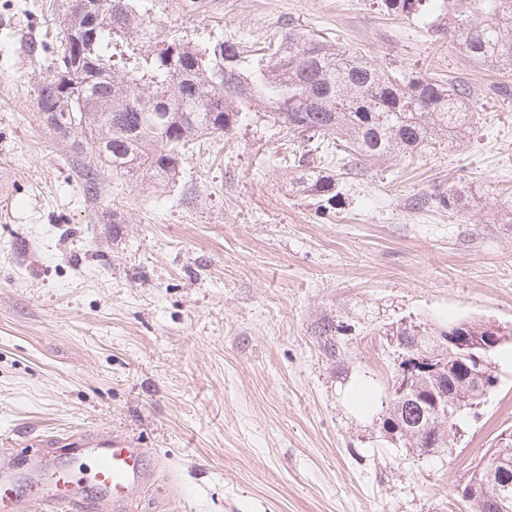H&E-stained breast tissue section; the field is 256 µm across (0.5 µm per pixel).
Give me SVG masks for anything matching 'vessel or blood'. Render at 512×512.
<instances>
[{
    "label": "vessel or blood",
    "mask_w": 512,
    "mask_h": 512,
    "mask_svg": "<svg viewBox=\"0 0 512 512\" xmlns=\"http://www.w3.org/2000/svg\"><path fill=\"white\" fill-rule=\"evenodd\" d=\"M53 450L9 449L0 465V512H81L89 492L106 495L119 512L133 502L151 471L147 449L121 434L89 433L56 438ZM75 454L91 463L86 477L58 462Z\"/></svg>",
    "instance_id": "1"
}]
</instances>
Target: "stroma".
I'll list each match as a JSON object with an SVG mask.
<instances>
[{
	"mask_svg": "<svg viewBox=\"0 0 512 512\" xmlns=\"http://www.w3.org/2000/svg\"><path fill=\"white\" fill-rule=\"evenodd\" d=\"M69 0H0V448L125 434L155 458L132 512H465L512 430V341L452 452L417 456L380 419L392 330L512 326V88L472 66L438 10L383 0H155L160 34L212 45L287 26L414 80L482 95L472 132L344 176L331 208L292 187L288 138L254 112L182 150L175 180L96 176L36 108ZM478 206L441 207L458 185ZM332 334H325V326Z\"/></svg>",
	"mask_w": 512,
	"mask_h": 512,
	"instance_id": "35a3bbf8",
	"label": "stroma"
}]
</instances>
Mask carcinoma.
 Returning <instances> with one entry per match:
<instances>
[{
	"label": "carcinoma",
	"instance_id": "obj_1",
	"mask_svg": "<svg viewBox=\"0 0 512 512\" xmlns=\"http://www.w3.org/2000/svg\"><path fill=\"white\" fill-rule=\"evenodd\" d=\"M101 2L95 38L75 41L78 18L71 12L65 19L36 103L58 112L54 130H72L75 146L90 152L94 167L117 175L168 181L189 141L223 137L261 106L305 142L293 155V188L331 207L339 180L326 172L318 149L334 147L340 170L363 171L376 162L411 157L436 137L458 143L481 109L477 91L466 83L407 82L357 51L293 27L258 53L223 40L218 57L213 46L158 39L144 0ZM442 5L448 6V35L461 54L512 72V0ZM151 42L155 49L139 52L137 45ZM186 85L198 93L191 105L181 97ZM480 198V188L467 185L448 190L439 203L460 212ZM495 453L508 465L492 475L473 472L470 481L482 482L483 501L461 492L466 512H484L505 488L512 494V439Z\"/></svg>",
	"mask_w": 512,
	"mask_h": 512
}]
</instances>
